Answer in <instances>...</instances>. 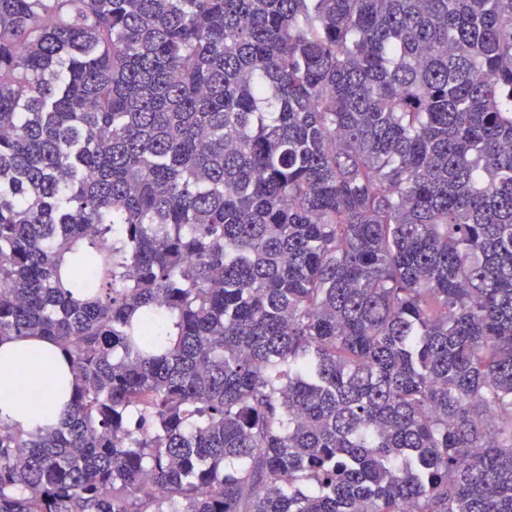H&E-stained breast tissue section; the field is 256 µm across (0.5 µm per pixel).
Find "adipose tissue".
Instances as JSON below:
<instances>
[{"label":"adipose tissue","mask_w":512,"mask_h":512,"mask_svg":"<svg viewBox=\"0 0 512 512\" xmlns=\"http://www.w3.org/2000/svg\"><path fill=\"white\" fill-rule=\"evenodd\" d=\"M25 349L35 351L38 361L19 363L14 354ZM75 384L70 364L54 342L37 337L0 342V419L29 432L56 423Z\"/></svg>","instance_id":"obj_1"}]
</instances>
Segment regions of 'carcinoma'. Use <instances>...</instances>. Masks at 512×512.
Here are the masks:
<instances>
[{"instance_id": "1", "label": "carcinoma", "mask_w": 512, "mask_h": 512, "mask_svg": "<svg viewBox=\"0 0 512 512\" xmlns=\"http://www.w3.org/2000/svg\"><path fill=\"white\" fill-rule=\"evenodd\" d=\"M0 512H512V0H0ZM25 349L35 351L50 365L51 371L33 361L21 364L12 357L16 351ZM55 374L61 390L57 388ZM75 384L70 364L54 342L29 337L0 343V419L29 432L55 424L66 409L67 398L63 393L67 392L69 396ZM31 389L38 391L40 401L20 405L13 400L17 391Z\"/></svg>"}]
</instances>
